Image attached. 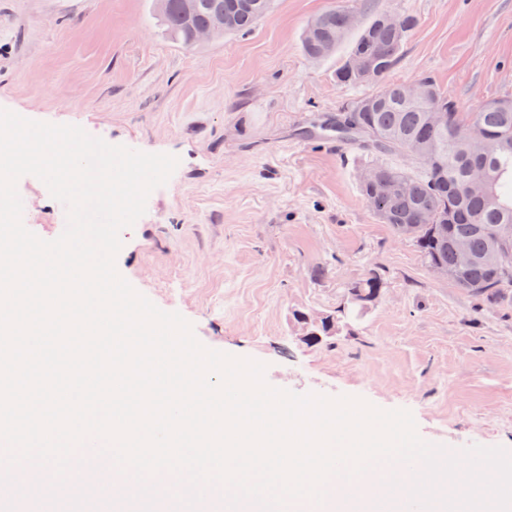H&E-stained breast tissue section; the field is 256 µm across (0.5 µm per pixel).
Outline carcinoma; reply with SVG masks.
I'll use <instances>...</instances> for the list:
<instances>
[{
    "label": "carcinoma",
    "instance_id": "cac0c4a2",
    "mask_svg": "<svg viewBox=\"0 0 512 512\" xmlns=\"http://www.w3.org/2000/svg\"><path fill=\"white\" fill-rule=\"evenodd\" d=\"M272 0H164L156 13L165 35L174 43L194 48V33L224 17L227 35H244L271 9ZM417 25L410 13L374 15L361 29L348 23V12L331 9L315 17V29L302 34V50L311 59L331 56L349 43L347 56L361 55L378 70V88L343 105L327 128L338 145H356L372 156L417 155L429 149L436 155L432 167L415 170L374 162L368 169L376 185L397 189L374 213L399 234L403 224H417L413 239L425 263L459 271L452 283L490 304L512 300V102L465 107L448 99L429 76L433 105L444 121L434 125L428 106L405 101L401 83L389 79L399 53ZM485 149L474 153L476 137ZM481 165L491 179L492 195L469 194L465 184L472 167ZM465 247L469 262H462L456 245ZM382 282L371 276L344 289L346 302L369 305L378 300ZM294 336L308 347L336 346L341 333L353 335L346 310L339 306L324 314L296 310Z\"/></svg>",
    "mask_w": 512,
    "mask_h": 512
}]
</instances>
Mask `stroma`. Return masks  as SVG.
<instances>
[{
	"label": "stroma",
	"instance_id": "stroma-1",
	"mask_svg": "<svg viewBox=\"0 0 512 512\" xmlns=\"http://www.w3.org/2000/svg\"><path fill=\"white\" fill-rule=\"evenodd\" d=\"M333 7L416 16L392 80L433 77L469 107L512 99V0H274L250 34L193 49L164 37L152 0H0V108L178 157L116 266L203 345L265 363L276 388L409 410L429 443L512 452V306L435 278L363 200L367 154L323 135L373 90L337 84L344 50L300 51ZM17 190L55 239L61 202L32 175ZM374 274L354 336H293V311H332ZM381 289V279L377 276H371L361 282L351 284L344 289L346 303L358 302L366 305L367 310L370 303L373 305L378 300Z\"/></svg>",
	"mask_w": 512,
	"mask_h": 512
}]
</instances>
